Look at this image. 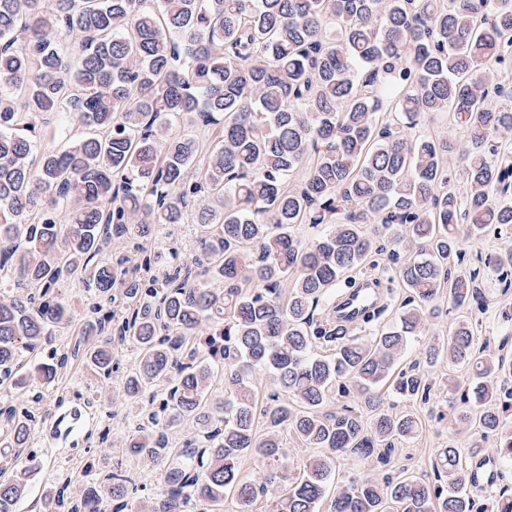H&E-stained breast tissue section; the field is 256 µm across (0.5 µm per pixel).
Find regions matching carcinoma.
I'll use <instances>...</instances> for the list:
<instances>
[{
    "label": "carcinoma",
    "mask_w": 512,
    "mask_h": 512,
    "mask_svg": "<svg viewBox=\"0 0 512 512\" xmlns=\"http://www.w3.org/2000/svg\"><path fill=\"white\" fill-rule=\"evenodd\" d=\"M511 68L512 0H0V386L23 387L32 360L47 384L77 359L110 380L116 334L138 359L118 392L143 419L126 453L167 463L160 492L131 501L137 485L116 468L71 512H100L103 490L112 512H224L228 490L235 512H320L338 459L387 465L419 436V415L385 395L431 403L442 360L479 383L472 401L448 381L450 420L474 431L468 455L438 449L431 480L333 487L329 512H473L482 441L498 435L512 458V389L498 385L512 359L478 344L486 300L464 266L465 239L512 231V106L488 104ZM53 112L69 122L48 131ZM435 112L467 142L409 134ZM181 121L209 137L169 135ZM187 220L192 265L144 244ZM299 224L318 229L312 241ZM125 238L130 268L107 255ZM379 239L404 288L399 322L374 315L370 335L347 336L316 311L374 264ZM77 276L98 317L59 351L49 336L73 322L63 288ZM445 295L469 315L400 367ZM239 364L284 395L258 405ZM0 415V445L26 446L35 416ZM184 420L195 435L177 451L169 430ZM289 435L318 450L297 476ZM247 456L266 466L255 479ZM29 474L0 483V512H18Z\"/></svg>",
    "instance_id": "carcinoma-1"
}]
</instances>
